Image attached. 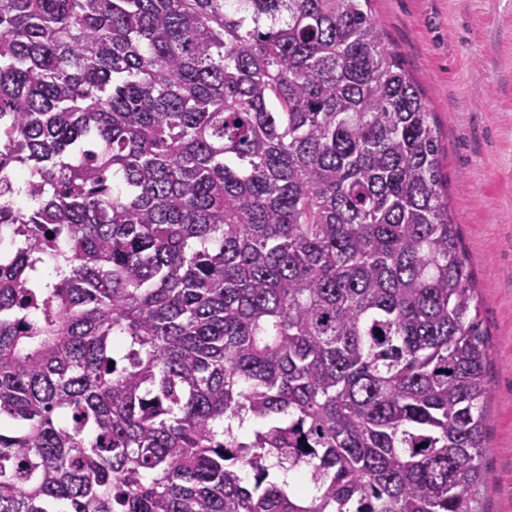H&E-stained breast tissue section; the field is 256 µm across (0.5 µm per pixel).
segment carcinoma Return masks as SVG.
Masks as SVG:
<instances>
[{"label": "carcinoma", "instance_id": "carcinoma-1", "mask_svg": "<svg viewBox=\"0 0 512 512\" xmlns=\"http://www.w3.org/2000/svg\"><path fill=\"white\" fill-rule=\"evenodd\" d=\"M369 3L0 0V512H474L488 348Z\"/></svg>", "mask_w": 512, "mask_h": 512}]
</instances>
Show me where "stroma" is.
I'll list each match as a JSON object with an SVG mask.
<instances>
[{
    "instance_id": "obj_1",
    "label": "stroma",
    "mask_w": 512,
    "mask_h": 512,
    "mask_svg": "<svg viewBox=\"0 0 512 512\" xmlns=\"http://www.w3.org/2000/svg\"><path fill=\"white\" fill-rule=\"evenodd\" d=\"M371 9L439 129L490 348L477 512H512V0H372Z\"/></svg>"
}]
</instances>
